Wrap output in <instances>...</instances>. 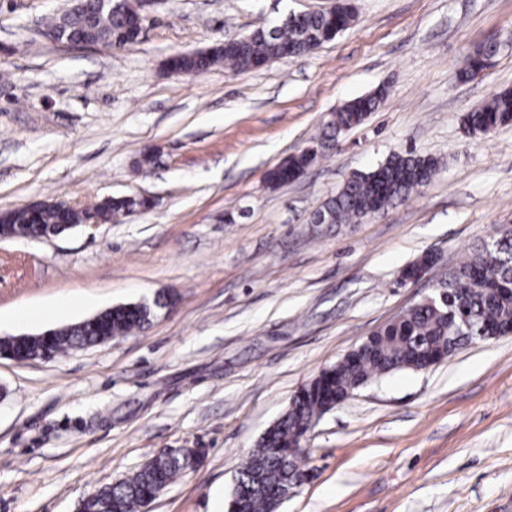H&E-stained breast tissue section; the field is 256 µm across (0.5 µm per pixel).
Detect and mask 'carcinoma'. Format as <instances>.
<instances>
[{
	"label": "carcinoma",
	"mask_w": 512,
	"mask_h": 512,
	"mask_svg": "<svg viewBox=\"0 0 512 512\" xmlns=\"http://www.w3.org/2000/svg\"><path fill=\"white\" fill-rule=\"evenodd\" d=\"M353 20V7L346 2L333 11L292 14L278 26L254 30L208 51L175 54L169 60L170 68L198 75L221 64L235 70L260 68L275 59L311 53L348 29ZM46 27L58 43L129 48L140 40L141 17L131 0L111 12L100 10L96 0H83L81 8L50 17ZM497 52L494 43L476 47L468 54L459 78L464 80L488 69ZM387 94V88L379 86L332 113L314 144L316 150L304 149L291 155L268 174V185L275 188L298 178L340 134L378 111ZM462 122L468 131L481 134L512 122V91L494 94L486 104L466 113ZM439 169L440 161L433 157L412 151L393 153L374 170L352 174L325 201L315 223L351 224L377 214L407 200L430 183ZM136 206L145 208L148 201L103 198L83 209L63 208L48 201L32 213L13 209L9 222L15 225L19 237H48L61 224H83L91 218L107 223ZM493 243L499 248L483 244L448 270V304L423 298L372 333L356 356L343 357L301 388L237 471L228 512H275L277 491L302 476V455L292 452V448L300 442L308 424L330 410L332 404L347 400L354 391L383 375L415 371L425 361L438 364L445 360L464 344L454 339L459 316H466L475 332L512 334V228H503ZM150 318L151 313L138 303L120 304L106 310L98 322L59 328L48 339L27 336L19 342L4 340L0 350L55 360L64 353L96 346L104 335L117 338L142 329ZM195 462L188 454L155 456L132 475L98 489L96 500L87 506L88 512H139Z\"/></svg>",
	"instance_id": "obj_1"
}]
</instances>
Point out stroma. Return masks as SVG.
<instances>
[{
  "label": "stroma",
  "instance_id": "stroma-1",
  "mask_svg": "<svg viewBox=\"0 0 512 512\" xmlns=\"http://www.w3.org/2000/svg\"><path fill=\"white\" fill-rule=\"evenodd\" d=\"M353 2L350 28L308 55L192 76L167 59L337 0H159L121 51L48 38L40 21L67 0H0V211L152 202L50 241L1 240L0 338L173 300L107 344L0 358V512H77L164 448L204 455L148 512H221L309 380L512 225V124L461 125L512 89V0ZM490 39L493 66L457 82ZM381 85L378 112L304 176L267 187L332 112ZM150 147L159 161L145 170ZM408 149L440 159L430 184L359 223H313L352 173ZM428 252L425 277L402 280ZM66 298L76 309L57 314ZM308 448V477L278 512H512V335L360 389Z\"/></svg>",
  "mask_w": 512,
  "mask_h": 512
}]
</instances>
